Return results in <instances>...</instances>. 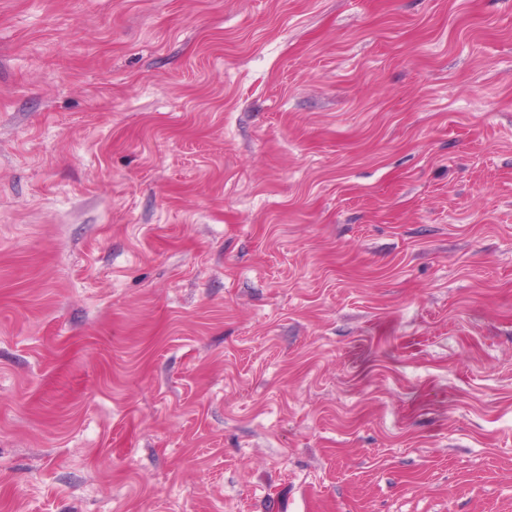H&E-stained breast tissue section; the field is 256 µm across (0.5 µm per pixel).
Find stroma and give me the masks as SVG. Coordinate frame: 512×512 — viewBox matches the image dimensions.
<instances>
[{"mask_svg":"<svg viewBox=\"0 0 512 512\" xmlns=\"http://www.w3.org/2000/svg\"><path fill=\"white\" fill-rule=\"evenodd\" d=\"M0 512H512V0H0Z\"/></svg>","mask_w":512,"mask_h":512,"instance_id":"35a3bbf8","label":"stroma"}]
</instances>
